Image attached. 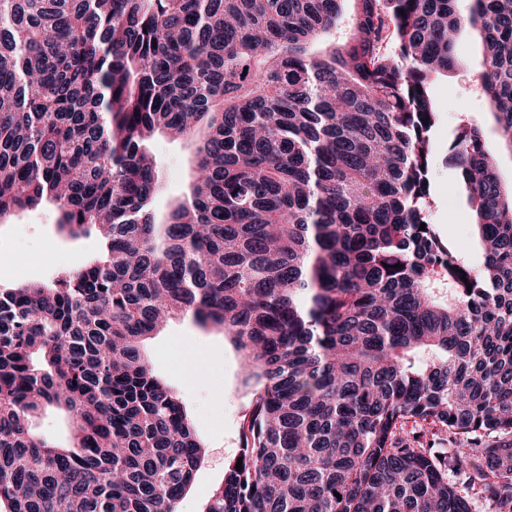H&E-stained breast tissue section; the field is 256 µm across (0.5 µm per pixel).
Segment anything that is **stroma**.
<instances>
[{
  "label": "stroma",
  "instance_id": "stroma-1",
  "mask_svg": "<svg viewBox=\"0 0 512 512\" xmlns=\"http://www.w3.org/2000/svg\"><path fill=\"white\" fill-rule=\"evenodd\" d=\"M479 37L466 33L460 40V67L435 75L431 97L441 118L434 136L447 143L448 135L465 117H480L488 101L474 74L479 67ZM153 151L162 163L166 190L157 205L164 208L185 191L189 180L191 149L181 141L156 138ZM430 220L449 239L457 255L474 264L479 260L472 210L456 187V173L445 152L434 157ZM52 206L26 211L0 224V284L17 286L45 282L64 268L97 255L95 237L72 238L57 229ZM146 350L155 374L182 400L205 456L179 512H202L212 489L224 476V465L241 443L240 427L248 406L242 383L241 357L228 337L202 328L186 318H174L148 340Z\"/></svg>",
  "mask_w": 512,
  "mask_h": 512
}]
</instances>
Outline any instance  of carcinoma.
I'll list each match as a JSON object with an SVG mask.
<instances>
[{"instance_id": "cac0c4a2", "label": "carcinoma", "mask_w": 512, "mask_h": 512, "mask_svg": "<svg viewBox=\"0 0 512 512\" xmlns=\"http://www.w3.org/2000/svg\"><path fill=\"white\" fill-rule=\"evenodd\" d=\"M468 28L512 153V0H0V224L51 205L101 245L0 287L4 512H177L204 445L141 350L176 316L230 337L250 393L204 512H512V193L483 122L448 138L482 261L429 221V80ZM159 135L194 146L163 212ZM48 407L70 443L32 429Z\"/></svg>"}]
</instances>
